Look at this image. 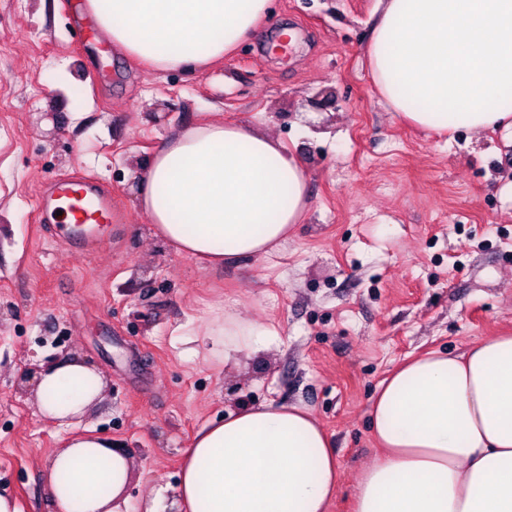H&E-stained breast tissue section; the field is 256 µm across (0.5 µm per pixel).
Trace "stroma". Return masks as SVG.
I'll use <instances>...</instances> for the list:
<instances>
[{
  "label": "stroma",
  "instance_id": "1",
  "mask_svg": "<svg viewBox=\"0 0 512 512\" xmlns=\"http://www.w3.org/2000/svg\"><path fill=\"white\" fill-rule=\"evenodd\" d=\"M77 0H0V489L53 512L46 463L74 434L133 460L129 512L175 485L197 430L243 406L308 409L353 512L379 454L369 410L411 355L512 332V146L501 132L426 134L377 95L365 56L378 0H271L224 62L158 72L104 37L76 43ZM286 53L267 51L282 30ZM207 118L245 122L302 161L309 208L275 254L221 268L178 253L136 205L142 163ZM85 173L125 221L73 254L37 223L53 179ZM230 310L278 335L223 368L180 357L178 327ZM75 358L101 372L81 423L44 416L22 371Z\"/></svg>",
  "mask_w": 512,
  "mask_h": 512
}]
</instances>
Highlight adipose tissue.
Segmentation results:
<instances>
[{
  "label": "adipose tissue",
  "instance_id": "1",
  "mask_svg": "<svg viewBox=\"0 0 512 512\" xmlns=\"http://www.w3.org/2000/svg\"><path fill=\"white\" fill-rule=\"evenodd\" d=\"M103 34L160 70L230 55L270 0H87ZM367 56L392 111L428 131L502 130L512 142V0H379ZM138 208L178 252L214 265L267 257L302 222L308 177L298 156L245 123L173 133L142 165ZM276 329L232 312L181 337L185 359L223 365L267 349ZM102 376L76 359L42 369L43 415L81 420ZM381 458L358 479L354 512H512V335L463 354L430 351L381 384L371 408ZM128 454L90 432L45 468L55 512H124ZM330 438L297 406H246L204 424L183 460L182 512H327L339 486Z\"/></svg>",
  "mask_w": 512,
  "mask_h": 512
}]
</instances>
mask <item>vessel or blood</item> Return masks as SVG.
I'll list each match as a JSON object with an SVG mask.
<instances>
[{"mask_svg":"<svg viewBox=\"0 0 512 512\" xmlns=\"http://www.w3.org/2000/svg\"><path fill=\"white\" fill-rule=\"evenodd\" d=\"M36 207L42 223L59 225L62 243L76 252L85 251L103 226L120 219L111 191L89 176L55 181Z\"/></svg>","mask_w":512,"mask_h":512,"instance_id":"1","label":"vessel or blood"}]
</instances>
